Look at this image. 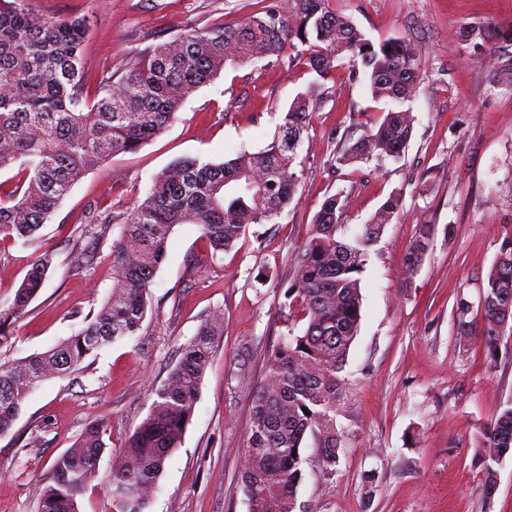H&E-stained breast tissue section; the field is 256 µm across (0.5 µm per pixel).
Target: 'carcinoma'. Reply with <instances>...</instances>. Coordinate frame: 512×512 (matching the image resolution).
Segmentation results:
<instances>
[{"label": "carcinoma", "instance_id": "carcinoma-1", "mask_svg": "<svg viewBox=\"0 0 512 512\" xmlns=\"http://www.w3.org/2000/svg\"><path fill=\"white\" fill-rule=\"evenodd\" d=\"M264 3L240 25L215 24L148 46L124 68L98 76L83 71L88 24L83 17L48 18L32 0H0V172L17 169L16 185L0 202V243L40 250L38 231L58 210L72 186L108 159L137 152L176 118L188 95L228 63L269 60L305 64L317 79L283 112L272 141L257 152L241 150L222 163L179 158L153 179L146 196L119 218L96 213L77 231V259L88 263L110 227L112 287L98 310L72 336L44 352L0 364V436L18 419L41 382L79 367L103 346L135 335L151 301L155 274L178 224H196L214 253L233 248L250 224H269L294 200L300 184L298 149L322 81L335 63L349 60L348 77L364 73L376 99L404 103L412 96L421 59L408 41L375 44L328 0ZM482 40L500 44L495 64L512 71V30L488 27ZM305 49L286 55L285 46ZM413 132L404 109L386 113L376 130L336 154L341 165L374 156L398 158ZM391 195L353 237L341 223L340 197L329 196L297 249L288 282V306L307 318L300 334L289 332L267 353L265 377L251 405V425L240 470L249 512H296L304 479V441L317 448L323 478L336 471L343 433L336 424L346 392L340 376L361 320V274L368 250L400 209ZM434 229L419 228L410 243L405 272L413 275L427 255ZM52 254L37 256L13 299L0 306V347L11 326L28 313L43 288ZM481 336L495 358L503 309H512V236L505 238L479 298ZM223 317L207 315L181 348L153 397L145 418L112 455V512H146L171 452L190 424ZM106 426L91 425L54 462L39 512H79L77 497L95 476L106 444ZM486 495L495 488L493 464L512 454V405L490 424L484 442Z\"/></svg>", "mask_w": 512, "mask_h": 512}]
</instances>
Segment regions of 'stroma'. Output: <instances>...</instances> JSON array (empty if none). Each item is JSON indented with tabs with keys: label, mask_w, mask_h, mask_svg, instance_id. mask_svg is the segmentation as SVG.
Here are the masks:
<instances>
[{
	"label": "stroma",
	"mask_w": 512,
	"mask_h": 512,
	"mask_svg": "<svg viewBox=\"0 0 512 512\" xmlns=\"http://www.w3.org/2000/svg\"><path fill=\"white\" fill-rule=\"evenodd\" d=\"M40 13L87 17L86 66L118 70L140 50L190 29L236 25L257 0H32ZM372 41L404 38L422 67L409 108L413 133L401 159L339 165L347 138H360L388 111L366 77L345 67L324 82L299 149L303 176L293 203L269 224H252L234 248L213 253L197 225L174 227L136 336L87 358L80 370L41 383L10 432L0 436V512H37L50 467L86 427L106 422L94 479L79 512H110L112 452L147 415L150 390L213 311L224 315L191 424L169 457L148 512H249L239 471L265 353L300 311L284 293L295 250L326 197L345 203L357 229L389 195L399 214L372 248L361 276V323L343 375L348 396L336 472L323 479L306 447L300 512H512V455L496 463L486 495L480 443L512 404V328L487 363L478 334L481 289L503 239L512 235V78L498 73L474 28L512 27V0H330ZM306 66L226 65L187 98L158 137L90 171L40 230L53 267L27 315L0 347V363L46 351L71 336L112 286V240L93 265L77 260L72 231L89 210L120 215L145 197L154 175L182 157L212 162L264 148L291 100L313 80ZM435 227L415 275L404 272L417 229ZM33 249L0 244V304L10 301ZM469 300L471 335L457 333L456 302Z\"/></svg>",
	"instance_id": "35a3bbf8"
}]
</instances>
